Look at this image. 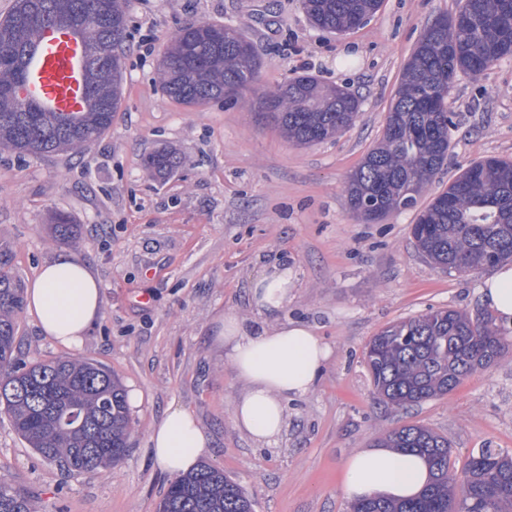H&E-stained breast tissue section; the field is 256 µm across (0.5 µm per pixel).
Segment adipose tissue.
Segmentation results:
<instances>
[{"instance_id":"1","label":"adipose tissue","mask_w":512,"mask_h":512,"mask_svg":"<svg viewBox=\"0 0 512 512\" xmlns=\"http://www.w3.org/2000/svg\"><path fill=\"white\" fill-rule=\"evenodd\" d=\"M289 282L287 268L278 266L254 281L250 298L261 314L276 315L287 305ZM480 294L498 320L512 325V263L495 267ZM26 300L42 334L70 349L81 347L104 306L95 273L67 252L39 267ZM215 341L226 348L237 377L246 385L231 404L232 423L260 444L281 434L289 400L312 391L330 357L329 346L300 321L252 330L228 314ZM149 447L156 465L176 480L209 453L210 440L190 413L171 407L153 427ZM432 480L420 454L371 446L357 449L344 461L340 491L351 500H402L417 497Z\"/></svg>"}]
</instances>
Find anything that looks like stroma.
Segmentation results:
<instances>
[{
    "instance_id": "1",
    "label": "stroma",
    "mask_w": 512,
    "mask_h": 512,
    "mask_svg": "<svg viewBox=\"0 0 512 512\" xmlns=\"http://www.w3.org/2000/svg\"><path fill=\"white\" fill-rule=\"evenodd\" d=\"M459 6L383 0L367 23L336 35L310 23L302 0H126L123 91L111 129L82 151H0V252L25 287L61 251L97 274L104 309L80 349L42 335L26 310L17 339L26 361L89 359L139 391L129 452L112 469L69 473L29 448L0 411L1 485L34 499L38 512H156L171 480L148 437L171 407L198 420L210 438L208 462L245 490L255 512H349L339 491L343 462L403 425L447 437L460 467L482 448L512 452V351L447 396L405 410L379 402L364 361L368 342L388 325L431 309L483 307L487 270L436 268L411 229L418 208L470 163L512 159V57L480 77L457 78L448 109L458 128L417 209L367 223L344 191L382 136L424 30ZM200 21L254 43L261 88L305 70L348 87L362 101L356 122L333 139L296 146L255 95L197 107L171 100L158 60L180 28ZM161 149L180 159L164 178L144 167ZM57 213L79 224L76 240L51 236ZM275 265L292 280L282 318L311 325L331 357L312 392L289 402L280 438L264 446L232 424L242 385L212 339L227 314L261 326L248 288Z\"/></svg>"
}]
</instances>
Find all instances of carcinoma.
<instances>
[{
	"instance_id": "obj_1",
	"label": "carcinoma",
	"mask_w": 512,
	"mask_h": 512,
	"mask_svg": "<svg viewBox=\"0 0 512 512\" xmlns=\"http://www.w3.org/2000/svg\"><path fill=\"white\" fill-rule=\"evenodd\" d=\"M381 0H303L310 21L330 33L358 27ZM74 31L97 52L85 68L97 72L102 91L83 111L63 120L58 112L8 95L25 82L46 29ZM121 0H15L0 18V148L42 155L80 150L112 126L122 96V64L113 53L125 42ZM160 69L164 94L187 106L261 93L271 118L288 139L307 146L349 128L360 111L357 96L300 74L259 91L261 59L242 33L200 22L179 30ZM512 56V0H462L458 14L432 22L402 73L385 117L380 143L346 183L350 209L367 222L416 207L418 197L448 159L456 127L446 105L459 73L478 77ZM180 164L172 152L145 159L165 177ZM60 240H74L79 225L53 217ZM417 248L436 266L477 271L512 260V160L471 163L422 210L412 229ZM21 285L0 259V406L17 434L44 459L70 471L119 465L128 453L130 414L115 375L90 360L27 363L17 342ZM512 349L489 313L471 317L455 309L431 310L383 328L368 344L366 364L375 392L394 407L440 398L469 375ZM381 443L426 456L434 479L417 498L358 500L350 512H512V454L483 448L454 470L448 438L419 425L386 433ZM243 489L207 462L172 483L157 512H252ZM0 512H36L33 501L0 485Z\"/></svg>"
}]
</instances>
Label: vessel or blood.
Returning a JSON list of instances; mask_svg holds the SVG:
<instances>
[{
	"mask_svg": "<svg viewBox=\"0 0 512 512\" xmlns=\"http://www.w3.org/2000/svg\"><path fill=\"white\" fill-rule=\"evenodd\" d=\"M78 38L68 31L47 32L30 67L25 92L56 111L79 112L84 106Z\"/></svg>",
	"mask_w": 512,
	"mask_h": 512,
	"instance_id": "1",
	"label": "vessel or blood"
}]
</instances>
